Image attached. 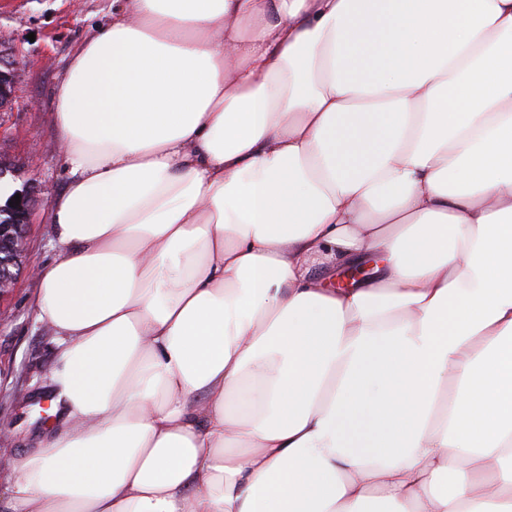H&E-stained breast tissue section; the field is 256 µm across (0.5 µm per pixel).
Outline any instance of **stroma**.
<instances>
[{
  "instance_id": "stroma-1",
  "label": "stroma",
  "mask_w": 512,
  "mask_h": 512,
  "mask_svg": "<svg viewBox=\"0 0 512 512\" xmlns=\"http://www.w3.org/2000/svg\"><path fill=\"white\" fill-rule=\"evenodd\" d=\"M113 0H0V49L18 62L9 102L0 110V177L31 191L34 205L25 258L58 255L49 212L70 167L53 129L56 94L71 57L94 28L112 16ZM37 282L20 270L0 297V453L22 454L50 432L48 392L56 367L53 334L35 316Z\"/></svg>"
}]
</instances>
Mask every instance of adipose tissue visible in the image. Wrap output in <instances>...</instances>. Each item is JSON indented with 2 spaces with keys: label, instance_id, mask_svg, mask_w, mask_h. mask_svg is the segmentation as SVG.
<instances>
[{
  "label": "adipose tissue",
  "instance_id": "adipose-tissue-1",
  "mask_svg": "<svg viewBox=\"0 0 512 512\" xmlns=\"http://www.w3.org/2000/svg\"><path fill=\"white\" fill-rule=\"evenodd\" d=\"M54 131L12 512H512V0H122Z\"/></svg>",
  "mask_w": 512,
  "mask_h": 512
}]
</instances>
